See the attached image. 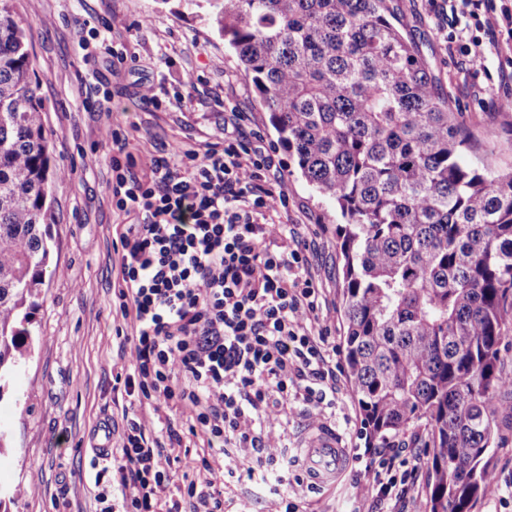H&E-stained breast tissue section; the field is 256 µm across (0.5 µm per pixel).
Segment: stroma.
<instances>
[{"label": "stroma", "mask_w": 512, "mask_h": 512, "mask_svg": "<svg viewBox=\"0 0 512 512\" xmlns=\"http://www.w3.org/2000/svg\"><path fill=\"white\" fill-rule=\"evenodd\" d=\"M437 79L441 96L474 132L499 129L487 147L492 166H512V44L480 30L475 19L449 17L447 34L436 26L431 0H392ZM33 25L34 77L53 133V157L67 172L54 192L51 261L32 315L29 357L0 397V424L9 442L0 450V486H22L24 494L5 502L6 512H95V476L104 467L94 445L103 425L120 445L126 427L124 399L112 391L116 372L129 364L116 327L118 289L115 248L128 218L113 210L107 192L112 177L108 150L100 145L104 124L119 128L128 150L168 157L175 146L204 148L231 131L259 133L278 143L268 113L256 96L238 56L221 36L207 5L184 0H16ZM51 25H42V18ZM113 29L128 59L113 69L97 40L82 44L81 21ZM480 43L484 68L468 63L463 45ZM193 88L183 108H142L137 85L148 80L168 88L184 76ZM103 84L110 100L95 93ZM282 188L288 221L312 243L310 272L323 290L333 317L332 334L343 343L342 258L336 248L340 217L335 204L302 178L294 160L281 153ZM325 421L346 447L366 448L362 416L347 375H340ZM492 450L500 487L488 491L472 512H512V410L496 417ZM303 512L326 505L350 512V479L334 486L295 487Z\"/></svg>", "instance_id": "stroma-1"}]
</instances>
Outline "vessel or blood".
Segmentation results:
<instances>
[{
    "instance_id": "b4317fda",
    "label": "vessel or blood",
    "mask_w": 512,
    "mask_h": 512,
    "mask_svg": "<svg viewBox=\"0 0 512 512\" xmlns=\"http://www.w3.org/2000/svg\"><path fill=\"white\" fill-rule=\"evenodd\" d=\"M350 458L341 436L326 423H314L302 448V466L312 485L332 484L347 470Z\"/></svg>"
}]
</instances>
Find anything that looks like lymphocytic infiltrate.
I'll return each mask as SVG.
<instances>
[{"label": "lymphocytic infiltrate", "instance_id": "obj_1", "mask_svg": "<svg viewBox=\"0 0 512 512\" xmlns=\"http://www.w3.org/2000/svg\"><path fill=\"white\" fill-rule=\"evenodd\" d=\"M119 235L117 314L129 365L116 374L132 416L112 456V490L99 512H224L221 483L269 481L283 512L294 465L273 434L298 399L316 417L336 389V347L309 272L308 240L281 220L288 199L270 172L275 151L228 136L175 159L138 158L104 126ZM180 425L158 427L162 408ZM202 440L201 454L172 463L168 448ZM354 500L400 501L413 489L420 454L392 444L364 457ZM177 496H170V489Z\"/></svg>", "mask_w": 512, "mask_h": 512}]
</instances>
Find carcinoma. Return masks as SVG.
Segmentation results:
<instances>
[{"label": "carcinoma", "mask_w": 512, "mask_h": 512, "mask_svg": "<svg viewBox=\"0 0 512 512\" xmlns=\"http://www.w3.org/2000/svg\"><path fill=\"white\" fill-rule=\"evenodd\" d=\"M302 176L333 201L344 359L369 439L424 422V512H472L512 377V171L476 139L389 0H206ZM31 25L0 0V398L50 259L51 133Z\"/></svg>", "instance_id": "cac0c4a2"}]
</instances>
